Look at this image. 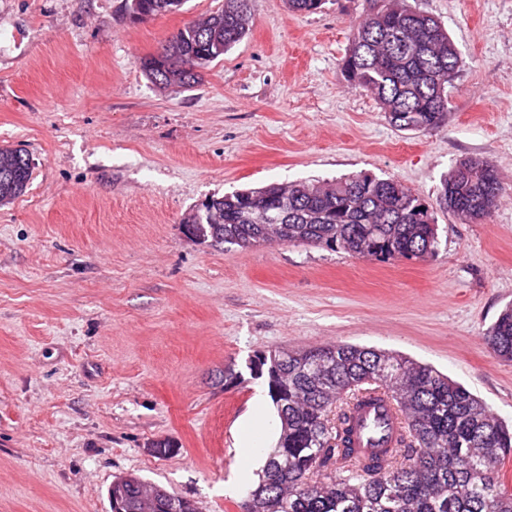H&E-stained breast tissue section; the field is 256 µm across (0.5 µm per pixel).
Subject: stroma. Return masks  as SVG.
<instances>
[{
  "label": "stroma",
  "mask_w": 512,
  "mask_h": 512,
  "mask_svg": "<svg viewBox=\"0 0 512 512\" xmlns=\"http://www.w3.org/2000/svg\"><path fill=\"white\" fill-rule=\"evenodd\" d=\"M410 3L463 61L426 132L394 129L343 74L367 0H258L247 36L187 90L141 61L222 0L146 22L125 0H0V146L32 162L26 193L0 206V512H109L129 474L199 512H243L263 459L240 425L267 387L248 364L274 349L396 352L512 424V362L484 340L512 304V0ZM469 156L503 177L478 223L436 205ZM357 172L434 205L433 256L242 249L183 225L212 196Z\"/></svg>",
  "instance_id": "35a3bbf8"
}]
</instances>
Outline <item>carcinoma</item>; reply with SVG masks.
<instances>
[{
    "mask_svg": "<svg viewBox=\"0 0 512 512\" xmlns=\"http://www.w3.org/2000/svg\"><path fill=\"white\" fill-rule=\"evenodd\" d=\"M257 0H224L217 11L187 23L165 40L162 56L142 62L162 87L190 88L201 69L246 35ZM183 0H126L130 16L173 13ZM461 67L458 50L435 17L407 0H368L351 26L342 61L347 81L379 102L388 123L432 130L448 111V88ZM31 162L0 147V205L23 195ZM502 181L486 161L469 157L443 180L439 205L466 222L483 219L500 200ZM216 214L184 221L192 237L242 249L273 239L343 251L379 262L423 260L438 247L427 205L394 179L367 173L333 182L272 183L211 198ZM512 362V306L487 334ZM265 378L282 423L247 512H512L503 468L512 457V430L462 385L430 366L372 348L336 343L294 352L274 350L250 360ZM393 401L405 414L396 434L376 422L373 451L355 448L357 415ZM108 499L122 512H198L195 503L136 475L117 477Z\"/></svg>",
    "mask_w": 512,
    "mask_h": 512,
    "instance_id": "cac0c4a2",
    "label": "carcinoma"
}]
</instances>
